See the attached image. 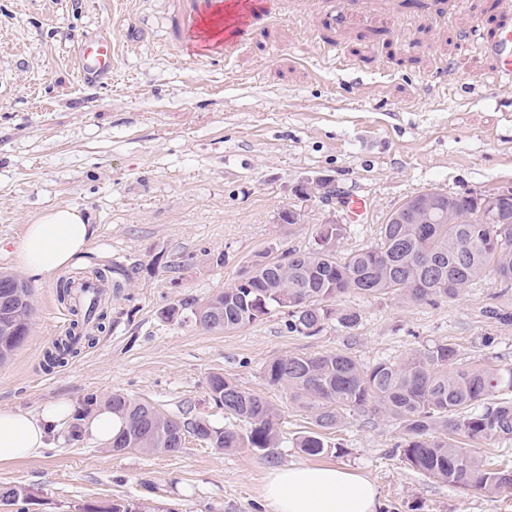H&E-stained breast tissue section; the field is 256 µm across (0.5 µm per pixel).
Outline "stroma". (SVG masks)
<instances>
[{
    "label": "stroma",
    "mask_w": 512,
    "mask_h": 512,
    "mask_svg": "<svg viewBox=\"0 0 512 512\" xmlns=\"http://www.w3.org/2000/svg\"><path fill=\"white\" fill-rule=\"evenodd\" d=\"M184 0H0V273L48 209L78 208L95 235L84 262L58 280L137 266L106 288L104 329L53 368L44 356L71 322L57 282L33 287L22 345L0 362V409L76 407L40 456L0 463V487L27 488L26 512H108L153 502L173 512H267L269 469L345 467L374 481L379 512H512V492L488 497L410 467L397 425L347 417L328 454L294 443L313 430L310 412L271 386L266 366L285 356L343 351L364 365L405 360L453 343L456 366H512V323L480 310H512V289L492 275L453 300L404 303L349 293L308 337L279 311L242 329L211 332L166 319L190 296L233 286L255 255L312 246L318 228L347 232L337 257L376 244L391 212L426 190L487 194L512 187V84L483 49L512 32L502 0H274V18L232 53L188 51ZM112 36V80L84 85L77 47ZM333 179L342 198L300 199L306 178ZM367 198L366 223H350L343 197ZM300 212L297 224L285 211ZM220 373L278 410L281 444L271 458L249 448L220 452L186 439L176 452H110L71 437L88 401L115 393L163 412L191 410L234 425L207 394Z\"/></svg>",
    "instance_id": "stroma-1"
}]
</instances>
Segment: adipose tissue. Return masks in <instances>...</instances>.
I'll return each mask as SVG.
<instances>
[{"label":"adipose tissue","instance_id":"obj_1","mask_svg":"<svg viewBox=\"0 0 512 512\" xmlns=\"http://www.w3.org/2000/svg\"><path fill=\"white\" fill-rule=\"evenodd\" d=\"M93 237L92 226L79 210H49L28 225L15 259L29 278L41 282L81 263ZM73 412L66 400L36 414L0 410V463L38 456ZM378 496L372 481L336 466L273 468L262 488L269 512H376Z\"/></svg>","mask_w":512,"mask_h":512}]
</instances>
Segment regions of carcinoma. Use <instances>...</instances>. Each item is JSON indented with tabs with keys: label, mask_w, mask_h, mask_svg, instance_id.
Listing matches in <instances>:
<instances>
[{
	"label": "carcinoma",
	"mask_w": 512,
	"mask_h": 512,
	"mask_svg": "<svg viewBox=\"0 0 512 512\" xmlns=\"http://www.w3.org/2000/svg\"><path fill=\"white\" fill-rule=\"evenodd\" d=\"M477 202L472 195H455L459 223H386L377 244L341 259L336 249L320 246L258 260L244 280L202 302L184 298L167 309L166 318L183 313L203 330L230 331L286 309L292 331L314 336L333 316L344 328L358 323L357 312L335 308L337 298L351 291L433 304L459 297L488 270L512 288V223H482ZM0 299L5 302L0 307L2 361L29 332L32 290L17 277L0 273ZM75 354L76 337L70 335L47 353V364L58 366ZM456 357L450 343L417 351L400 364L380 360L363 365L347 353L325 352L276 358L265 376L312 412L317 430L296 444L306 455L328 453L324 432L338 428L346 416H373L400 428L397 449L422 474L488 495L511 492L512 469L497 467L493 455L460 452L456 437L512 441V400L496 397L504 388L512 390V367L448 368ZM207 389L214 404L244 423L245 430L214 427L187 411L166 415L147 402L114 394L107 407L123 427L112 438V451L176 452L189 434L213 448L247 447L271 457L279 444L277 409L222 374H211Z\"/></svg>",
	"instance_id": "carcinoma-1"
}]
</instances>
